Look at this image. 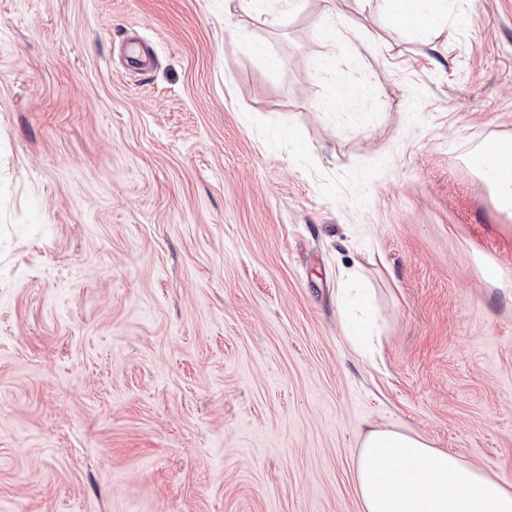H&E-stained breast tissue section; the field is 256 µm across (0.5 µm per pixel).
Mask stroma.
Segmentation results:
<instances>
[{
  "label": "stroma",
  "mask_w": 512,
  "mask_h": 512,
  "mask_svg": "<svg viewBox=\"0 0 512 512\" xmlns=\"http://www.w3.org/2000/svg\"><path fill=\"white\" fill-rule=\"evenodd\" d=\"M325 7L0 0V512H362L379 429L512 486V218L473 154L512 137V0ZM401 17L417 27L439 17L445 0H390Z\"/></svg>",
  "instance_id": "obj_1"
}]
</instances>
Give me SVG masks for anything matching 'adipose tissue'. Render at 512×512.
<instances>
[{"mask_svg": "<svg viewBox=\"0 0 512 512\" xmlns=\"http://www.w3.org/2000/svg\"><path fill=\"white\" fill-rule=\"evenodd\" d=\"M481 179L512 214V139L477 149ZM363 512H512V489L420 435L369 432L356 464Z\"/></svg>", "mask_w": 512, "mask_h": 512, "instance_id": "1", "label": "adipose tissue"}]
</instances>
